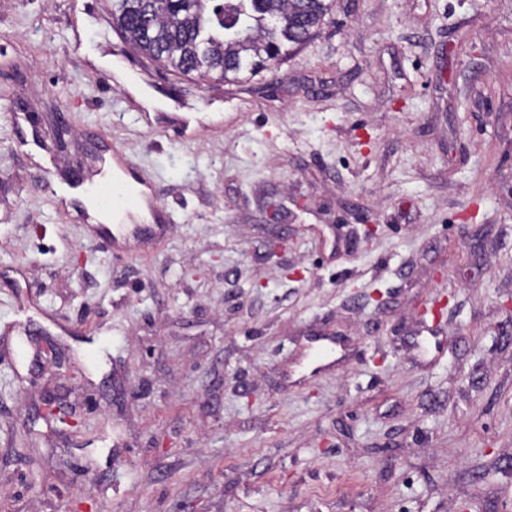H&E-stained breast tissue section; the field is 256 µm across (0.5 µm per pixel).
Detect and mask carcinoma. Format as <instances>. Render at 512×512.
Wrapping results in <instances>:
<instances>
[{
	"label": "carcinoma",
	"mask_w": 512,
	"mask_h": 512,
	"mask_svg": "<svg viewBox=\"0 0 512 512\" xmlns=\"http://www.w3.org/2000/svg\"><path fill=\"white\" fill-rule=\"evenodd\" d=\"M331 6L330 0H112V26L177 74L231 81L305 43Z\"/></svg>",
	"instance_id": "cac0c4a2"
}]
</instances>
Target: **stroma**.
Returning a JSON list of instances; mask_svg holds the SVG:
<instances>
[{
  "label": "stroma",
  "mask_w": 512,
  "mask_h": 512,
  "mask_svg": "<svg viewBox=\"0 0 512 512\" xmlns=\"http://www.w3.org/2000/svg\"><path fill=\"white\" fill-rule=\"evenodd\" d=\"M110 10L0 0V512H512V0H333L230 82ZM113 148L176 216L119 256L45 189Z\"/></svg>",
  "instance_id": "1"
}]
</instances>
